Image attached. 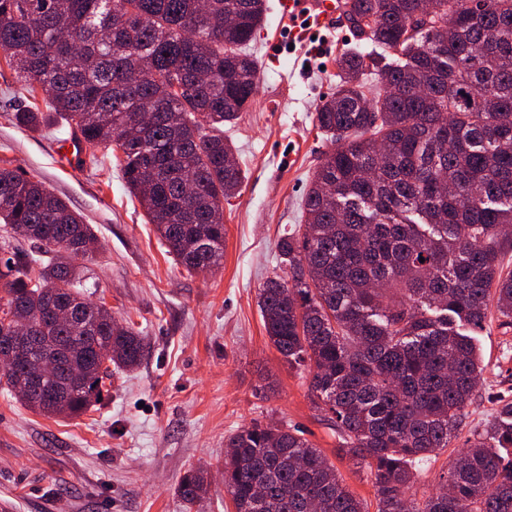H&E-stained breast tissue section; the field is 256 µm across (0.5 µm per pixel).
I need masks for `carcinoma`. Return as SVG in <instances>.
<instances>
[{
	"label": "carcinoma",
	"mask_w": 512,
	"mask_h": 512,
	"mask_svg": "<svg viewBox=\"0 0 512 512\" xmlns=\"http://www.w3.org/2000/svg\"><path fill=\"white\" fill-rule=\"evenodd\" d=\"M0 0V56L84 145L110 147L167 252L189 273L224 260V201L244 182L224 141L253 102L244 52L264 0ZM348 21L382 53L336 59V93L316 122L334 147L305 196V223L278 243L288 272L258 292L267 337L310 366L313 404L341 450L370 471L377 512H512V404L466 439L449 489L408 505L431 453L446 448L481 382L466 324L489 308L512 321V0H346ZM379 81L368 85L365 76ZM150 108L154 122L138 120ZM0 223L43 255L0 258V331L28 318L24 367L74 376L27 392L23 367L0 382L29 410L76 418L112 369L141 362L144 337L78 289L95 236L43 182L0 164ZM234 512H367L298 432L253 423L225 444ZM208 489L189 468L186 512Z\"/></svg>",
	"instance_id": "carcinoma-1"
}]
</instances>
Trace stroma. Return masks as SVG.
Listing matches in <instances>:
<instances>
[{
  "instance_id": "35a3bbf8",
  "label": "stroma",
  "mask_w": 512,
  "mask_h": 512,
  "mask_svg": "<svg viewBox=\"0 0 512 512\" xmlns=\"http://www.w3.org/2000/svg\"><path fill=\"white\" fill-rule=\"evenodd\" d=\"M315 36L269 61L268 41H289L276 0H266L263 27L247 48L259 65L258 93L224 128L245 179L224 207V261L199 274L167 254L110 152L99 151L95 166L64 160L69 129L0 59V160L42 181L91 224L98 244L80 261L84 289L145 338L140 365L114 375L101 404L80 418H47L0 392V502L10 512H184L177 488L198 466L210 486L194 512H234L225 442L254 422L298 430L375 506L369 475L339 450L333 426L311 402L310 368L282 360L257 304L265 279L281 269L277 240L303 223L309 182L332 147L315 113L336 90V59L348 48L373 49L349 27ZM28 110L41 113L39 125L16 124L15 113ZM472 335L486 364L481 385L450 447L432 454L426 478L410 490L413 499L432 492L452 450L512 400V325L494 320Z\"/></svg>"
}]
</instances>
